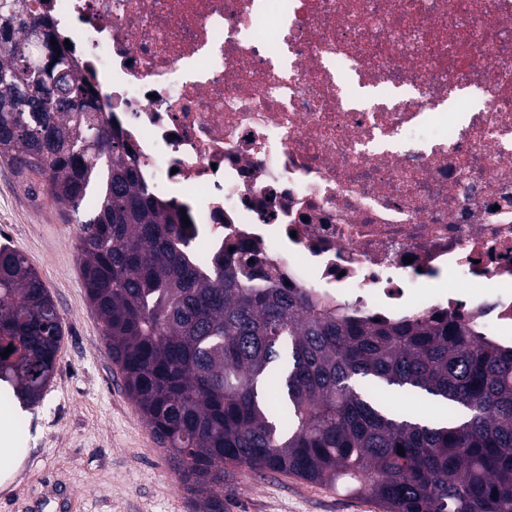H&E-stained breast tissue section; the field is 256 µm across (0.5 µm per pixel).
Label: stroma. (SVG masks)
<instances>
[{
  "label": "stroma",
  "mask_w": 512,
  "mask_h": 512,
  "mask_svg": "<svg viewBox=\"0 0 512 512\" xmlns=\"http://www.w3.org/2000/svg\"><path fill=\"white\" fill-rule=\"evenodd\" d=\"M18 178L0 157V245L27 258L52 297L64 335L43 399L23 409L0 395L21 466L0 493V512H58V494L83 493V512H194L163 449L128 398L102 327L85 298L77 218ZM224 512H380L372 501L246 467L224 478Z\"/></svg>",
  "instance_id": "stroma-1"
}]
</instances>
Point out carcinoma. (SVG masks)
<instances>
[{"label": "carcinoma", "mask_w": 512, "mask_h": 512, "mask_svg": "<svg viewBox=\"0 0 512 512\" xmlns=\"http://www.w3.org/2000/svg\"><path fill=\"white\" fill-rule=\"evenodd\" d=\"M0 5V156L79 221L86 299L112 362L197 512H224L246 466L369 499L382 512H512V349L433 315L388 323L318 311L296 288H250L249 259L199 274L174 244L183 207L149 196L129 144L93 118L92 83L30 0ZM57 41L62 79L29 64ZM60 313L0 247V380L22 407L55 376ZM12 352L6 357V348ZM430 400L439 417L404 413ZM404 454H398V447Z\"/></svg>", "instance_id": "carcinoma-1"}]
</instances>
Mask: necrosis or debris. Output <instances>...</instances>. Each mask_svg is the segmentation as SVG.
Returning a JSON list of instances; mask_svg holds the SVG:
<instances>
[{"mask_svg":"<svg viewBox=\"0 0 512 512\" xmlns=\"http://www.w3.org/2000/svg\"><path fill=\"white\" fill-rule=\"evenodd\" d=\"M187 251L512 348V0H34ZM437 283L421 297L420 284Z\"/></svg>","mask_w":512,"mask_h":512,"instance_id":"obj_1","label":"necrosis or debris"}]
</instances>
